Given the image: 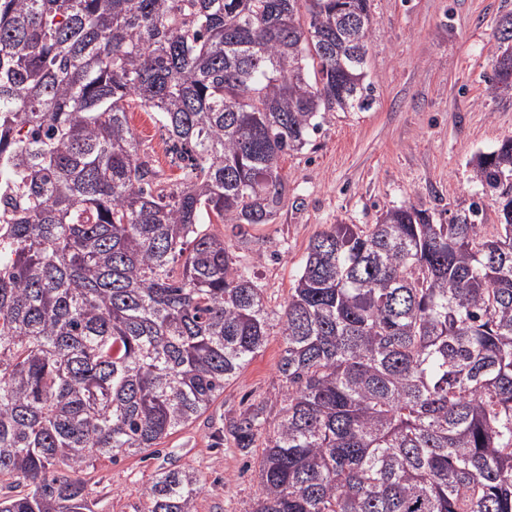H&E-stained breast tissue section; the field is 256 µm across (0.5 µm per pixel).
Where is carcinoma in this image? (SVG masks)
I'll return each mask as SVG.
<instances>
[{"instance_id": "1", "label": "carcinoma", "mask_w": 512, "mask_h": 512, "mask_svg": "<svg viewBox=\"0 0 512 512\" xmlns=\"http://www.w3.org/2000/svg\"><path fill=\"white\" fill-rule=\"evenodd\" d=\"M371 23L369 0H0V512H94L79 474L205 414L276 327L277 422L224 416L252 512H512L511 136L448 223L418 202L315 235L278 313L212 230L268 223L284 157L371 106ZM495 39L512 89L511 14ZM201 493L169 470L148 512ZM149 113L135 109L129 114L130 124L136 134L149 146L155 164L166 174H179V170L170 164V156L162 137V130Z\"/></svg>"}]
</instances>
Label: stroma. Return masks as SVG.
<instances>
[{
	"label": "stroma",
	"mask_w": 512,
	"mask_h": 512,
	"mask_svg": "<svg viewBox=\"0 0 512 512\" xmlns=\"http://www.w3.org/2000/svg\"><path fill=\"white\" fill-rule=\"evenodd\" d=\"M371 12V107L328 113L310 145L284 158L288 198L269 223L217 227L275 310L287 300L318 231L330 224H373L383 211L413 202L447 223L479 191L471 156L512 136V90L488 81L495 28L512 14V0H371ZM129 118L156 165L172 173L152 115L137 109ZM282 348L280 333H272L211 408L168 437L159 453L87 470L83 479L95 512H147V486L169 469L201 479L198 512H251L256 473L221 428L226 413L280 400Z\"/></svg>",
	"instance_id": "35a3bbf8"
}]
</instances>
